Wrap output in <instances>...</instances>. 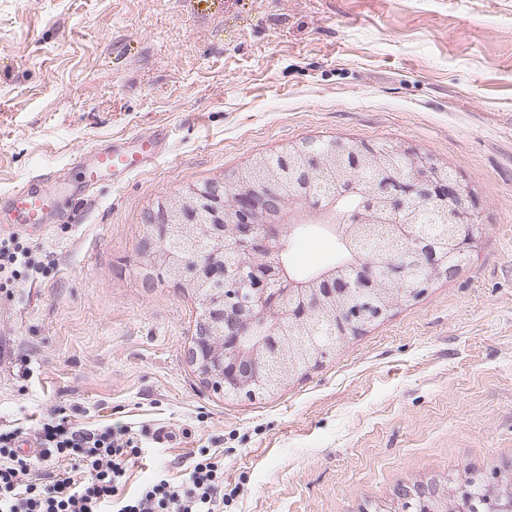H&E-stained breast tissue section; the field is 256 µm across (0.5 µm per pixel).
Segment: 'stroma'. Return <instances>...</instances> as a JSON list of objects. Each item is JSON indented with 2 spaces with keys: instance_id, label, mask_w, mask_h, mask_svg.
Returning <instances> with one entry per match:
<instances>
[{
  "instance_id": "stroma-1",
  "label": "stroma",
  "mask_w": 512,
  "mask_h": 512,
  "mask_svg": "<svg viewBox=\"0 0 512 512\" xmlns=\"http://www.w3.org/2000/svg\"><path fill=\"white\" fill-rule=\"evenodd\" d=\"M159 131L166 151L102 181L27 242L42 273L0 292V431L59 414L131 430L121 497L224 463V512H393L401 484L512 475V0H0V191ZM397 142L481 201L459 274L262 399L186 361L197 302L146 287L143 216L165 196L305 139ZM320 269L336 239H287Z\"/></svg>"
}]
</instances>
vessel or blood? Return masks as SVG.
Masks as SVG:
<instances>
[{
	"mask_svg": "<svg viewBox=\"0 0 512 512\" xmlns=\"http://www.w3.org/2000/svg\"><path fill=\"white\" fill-rule=\"evenodd\" d=\"M160 152L161 144L155 137L142 135L129 143L95 145L81 154L80 161L95 171L118 168L130 173L157 158ZM75 195L72 187L49 190L26 185L0 193V210L10 213L14 228L38 235L46 229L48 216L58 211L63 200L74 199Z\"/></svg>",
	"mask_w": 512,
	"mask_h": 512,
	"instance_id": "1",
	"label": "vessel or blood"
}]
</instances>
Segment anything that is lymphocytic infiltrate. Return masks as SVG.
<instances>
[{
	"label": "lymphocytic infiltrate",
	"instance_id": "f902f5d3",
	"mask_svg": "<svg viewBox=\"0 0 512 512\" xmlns=\"http://www.w3.org/2000/svg\"><path fill=\"white\" fill-rule=\"evenodd\" d=\"M36 264L27 243L0 241V288L28 278ZM38 451L24 454L13 433L0 432V512H224V465L195 455L184 481L154 479L132 497L116 494L137 457L133 438L111 428L89 430L67 418H51L36 431ZM72 462V475L50 470L52 461Z\"/></svg>",
	"mask_w": 512,
	"mask_h": 512
}]
</instances>
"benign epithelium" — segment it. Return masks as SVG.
<instances>
[{"label": "benign epithelium", "instance_id": "benign-epithelium-1", "mask_svg": "<svg viewBox=\"0 0 512 512\" xmlns=\"http://www.w3.org/2000/svg\"><path fill=\"white\" fill-rule=\"evenodd\" d=\"M258 186L252 171H238L212 180L204 189L187 188L147 219L152 224H190L197 213L207 212L214 223L224 225V246L236 249V267L225 265L222 271L211 272L218 287L206 295L211 317L222 323L224 335L217 338L206 333L188 349V363L218 393L242 392L264 383L279 389L283 381L264 378L261 362L282 358V321H297L307 304L334 300L350 287L345 268H327L306 280L290 273L284 255L285 232L307 225L270 222V209L279 205L281 196L277 190L262 194ZM238 272L244 274L248 291L235 310L228 311L224 286Z\"/></svg>", "mask_w": 512, "mask_h": 512}]
</instances>
